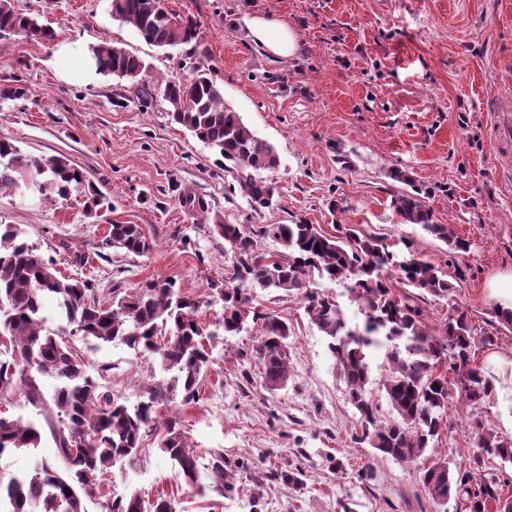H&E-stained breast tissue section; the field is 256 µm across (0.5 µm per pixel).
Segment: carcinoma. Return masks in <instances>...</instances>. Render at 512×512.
Masks as SVG:
<instances>
[{
  "mask_svg": "<svg viewBox=\"0 0 512 512\" xmlns=\"http://www.w3.org/2000/svg\"><path fill=\"white\" fill-rule=\"evenodd\" d=\"M112 18L134 28L146 43L161 49L188 44L197 36V24L166 4V0H111ZM13 36L51 41L55 33L32 16L17 10L13 0H0V40ZM96 72L135 80L146 70L142 58L104 41L90 48ZM186 79L167 78L160 93L176 124L213 149L255 211L273 206L280 166L275 146L255 135L240 114L224 102V90L200 62L189 66ZM266 176H261V173ZM391 177L408 186L392 198L395 212L408 224H419L456 252H467L468 241L436 224L418 189L405 171L394 168ZM33 180L48 198H66L73 185H87V214L103 205L104 194L66 157L35 156L0 138V194ZM213 232L233 247L232 285L206 298L185 295L175 282L152 280L134 295L112 289V302L96 298L90 279L60 277L38 248L26 241L12 224H0V401L18 395L36 419L21 423L0 416V457L15 450L38 448L49 439L56 452L22 482L9 479L15 498L14 512H87L85 502L106 499L102 512H143V500L132 494L120 500L106 497L104 477L118 461L135 466L142 443L151 433L159 436V449L177 466L179 483L201 494L224 495V454L214 453L210 482L199 484L195 453L180 428V421L157 417L159 402H168L181 389L182 402H196L200 382L212 364L213 350L224 337L234 336L251 324L258 332L260 378L270 389L288 382L289 355L281 349L290 329L278 317L252 306L247 291L257 288L296 293L304 300L310 322L329 339L336 366L359 415L361 440L378 453L404 463L420 460L429 443L446 428L448 405L457 398L475 410L492 397L494 388L476 363V343L492 347L495 335L476 339L465 313L448 318L442 334L427 331L418 301L429 295L448 299L453 284L438 267L416 253L400 255L380 238L362 237L355 229L332 235L304 220L265 224L259 235L278 243L276 254L257 250L255 239L241 224H227L218 214ZM102 247L128 254L149 249L137 224L112 223ZM346 283L363 314L350 322L339 301L314 289L315 278ZM419 291L398 295L395 283ZM50 297L60 308V323L46 325L42 301ZM222 305L223 313L206 324L198 318L202 306ZM78 336L90 347L121 343L159 360L173 382L155 384L145 391L134 410L112 397L86 369L84 359L69 340ZM386 350L387 370L382 390L396 419L384 424L368 386V357ZM54 378L51 395L43 379ZM473 428L479 444L469 456V470L439 458L420 469L419 482L429 499L455 501L462 512H512V494H504L502 477L512 465V437L497 435L479 419ZM480 484L473 485L474 476Z\"/></svg>",
  "mask_w": 512,
  "mask_h": 512,
  "instance_id": "cac0c4a2",
  "label": "carcinoma"
}]
</instances>
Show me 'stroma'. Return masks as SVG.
<instances>
[{"instance_id":"1","label":"stroma","mask_w":512,"mask_h":512,"mask_svg":"<svg viewBox=\"0 0 512 512\" xmlns=\"http://www.w3.org/2000/svg\"><path fill=\"white\" fill-rule=\"evenodd\" d=\"M15 6L56 37L0 42V85L27 89L24 98L0 100V137L37 156L67 157L109 206L89 217L81 192L54 202L29 184L0 195V224L19 227L63 275L95 280L106 298L156 278L196 296L223 285L231 246L212 233L211 221L182 207L185 196L251 231L302 219L330 234L352 226L401 254L413 249L455 287L451 300L426 298V326L442 331L460 309L474 336L497 330L496 345L476 352L494 386L478 413L493 432L512 436V332L498 328L489 288L512 271V187L495 161L490 128L493 99L512 95V0H168L197 22L198 38L167 50L113 19L109 0ZM252 16L290 28L295 54L280 58L257 44L245 24ZM104 40L145 61L138 82L71 75L69 46ZM189 60L208 65L225 102L276 147L273 208L253 211L213 150L172 122L155 86L182 74ZM394 168L409 173L436 223L469 240L468 253L403 223L391 206L403 188L389 176ZM113 223L140 225L150 250L102 248ZM252 304L290 328L287 385L261 387L258 338L244 331L214 350L199 401L157 409L160 418L180 420L200 483L209 481L214 452H223L230 475L223 496L180 484L154 435L138 469L109 470L106 491H135L148 504L163 495L176 512H457L455 503L441 507L424 495L416 464L354 442L347 386L302 300L257 290ZM73 348L130 407L164 376L154 357L122 344L90 351L77 339ZM468 414L451 402L449 430L428 459L465 464L473 448Z\"/></svg>"}]
</instances>
